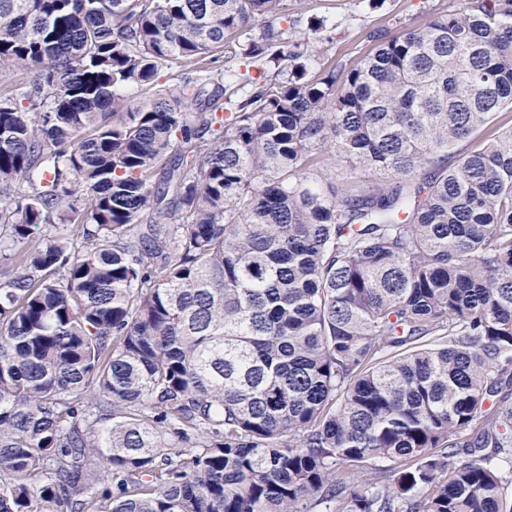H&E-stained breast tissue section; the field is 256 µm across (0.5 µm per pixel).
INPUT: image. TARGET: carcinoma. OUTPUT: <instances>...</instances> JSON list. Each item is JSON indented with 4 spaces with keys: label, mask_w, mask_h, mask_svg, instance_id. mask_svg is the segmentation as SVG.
Segmentation results:
<instances>
[{
    "label": "carcinoma",
    "mask_w": 512,
    "mask_h": 512,
    "mask_svg": "<svg viewBox=\"0 0 512 512\" xmlns=\"http://www.w3.org/2000/svg\"><path fill=\"white\" fill-rule=\"evenodd\" d=\"M286 20L0 0V512H512V0ZM458 5V0H288V20L302 29L312 17L323 23L320 39L309 49L308 73L316 77L333 68L347 72L375 49L374 33L396 35ZM227 56H231L228 57ZM225 57V58H224ZM219 58L215 64L218 69H226L230 73L238 72L244 73L248 71L249 75L257 79L263 80L265 75L272 76L277 66L271 62L266 63L264 60L251 62L250 59H243L241 55L235 56V54H224Z\"/></svg>",
    "instance_id": "carcinoma-1"
}]
</instances>
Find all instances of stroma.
I'll return each instance as SVG.
<instances>
[{"instance_id":"35a3bbf8","label":"stroma","mask_w":512,"mask_h":512,"mask_svg":"<svg viewBox=\"0 0 512 512\" xmlns=\"http://www.w3.org/2000/svg\"><path fill=\"white\" fill-rule=\"evenodd\" d=\"M458 5L459 0H288V16L302 28L313 18L322 23L309 50L308 73L316 77L348 71L375 49V33L399 34Z\"/></svg>"}]
</instances>
